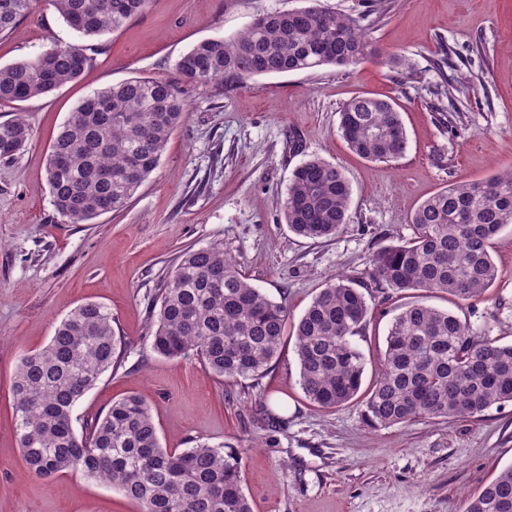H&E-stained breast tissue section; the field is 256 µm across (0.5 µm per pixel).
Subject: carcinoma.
<instances>
[{
    "mask_svg": "<svg viewBox=\"0 0 512 512\" xmlns=\"http://www.w3.org/2000/svg\"><path fill=\"white\" fill-rule=\"evenodd\" d=\"M81 38H101L142 14L150 0H50ZM286 12H258L230 38L196 44L177 63L201 85L320 66L349 67L376 55L359 21L311 0ZM34 0H0V34L12 31ZM87 46L50 48L0 67V105H18L83 78L92 67ZM184 104L161 80L132 78L96 90L74 109L50 145L46 181L57 213L71 224L101 215L102 202L123 210L158 168ZM339 131L350 150L388 162L407 149L400 112L387 100L358 95L341 109ZM22 116L0 123V158L32 140ZM108 173L109 179L101 178ZM350 187L341 169L320 158L296 167L280 202L296 235L329 239L342 232ZM512 224V168L453 184L423 201L411 217L413 236L372 257L375 283L397 293L444 292L469 300L492 286L494 237ZM370 307L349 279L329 281L293 324L299 384L322 409L341 407L361 390L364 359L351 337ZM288 309L251 285L219 243L188 249L160 297L152 349L173 359L197 356L227 381L258 377L279 353ZM112 312L97 302L72 309L47 346L22 352L12 394L15 435L30 471L49 478L71 471L105 480L139 512H252L243 490L242 457L200 443L162 447L151 406L130 394L112 403L82 433L73 410L115 365ZM512 403V343L473 332L454 313L420 303L397 314L386 336L383 370L362 400L373 428L436 417H475ZM466 512H512V466L503 469Z\"/></svg>",
    "mask_w": 512,
    "mask_h": 512,
    "instance_id": "carcinoma-1",
    "label": "carcinoma"
}]
</instances>
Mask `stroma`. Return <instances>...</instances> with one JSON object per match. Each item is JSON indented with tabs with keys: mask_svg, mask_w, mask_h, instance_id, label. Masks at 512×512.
<instances>
[{
	"mask_svg": "<svg viewBox=\"0 0 512 512\" xmlns=\"http://www.w3.org/2000/svg\"><path fill=\"white\" fill-rule=\"evenodd\" d=\"M321 2L363 18L379 56L197 86L176 67L196 43L243 31L257 11L307 0H150L143 15L92 40L84 79L0 107V122L20 115L34 131L23 151L0 159V512H137L120 491L82 474L35 477L15 437L20 352L45 347L87 301L111 310L122 347L117 367L76 405L75 430L138 394L153 408L163 447L206 442L241 454L253 512H464L468 497L512 465L511 403L473 418L374 429L359 404L310 403L294 336L266 375L234 383L206 373L197 357L168 359L150 347V311L181 253L214 243L294 322L331 277L351 279L372 308L352 338L364 384L378 377L390 322L410 302L458 312L473 330L512 343V224L492 244L494 284L459 304L444 293L378 287L371 266L379 249L411 238L410 216L424 200L512 167V0H385L374 15L369 0ZM78 41L48 0H36L0 34V66ZM444 45L457 51L451 60ZM393 55L410 71L391 69ZM136 77L174 84L186 114L124 211L67 223L45 180L50 141L93 90ZM443 85L450 97L435 96ZM359 94L399 110L408 138L401 158L371 162L348 149L339 112ZM451 100L457 111L440 116ZM314 157L339 166L351 187L350 222L330 240L295 236L278 206L294 168Z\"/></svg>",
	"mask_w": 512,
	"mask_h": 512,
	"instance_id": "1",
	"label": "stroma"
}]
</instances>
